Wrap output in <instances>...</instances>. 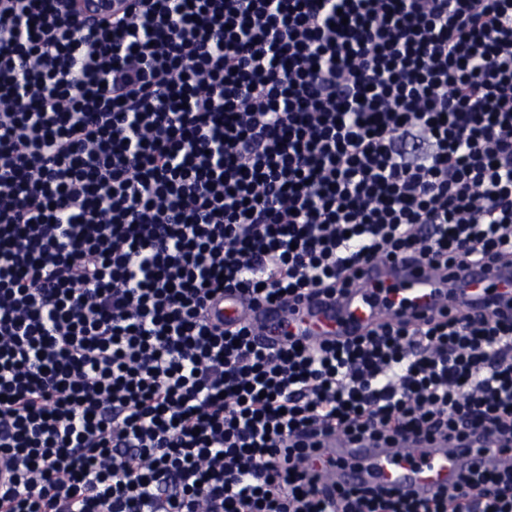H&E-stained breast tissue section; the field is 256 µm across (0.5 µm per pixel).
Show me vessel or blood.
I'll return each mask as SVG.
<instances>
[{
  "instance_id": "obj_1",
  "label": "vessel or blood",
  "mask_w": 512,
  "mask_h": 512,
  "mask_svg": "<svg viewBox=\"0 0 512 512\" xmlns=\"http://www.w3.org/2000/svg\"><path fill=\"white\" fill-rule=\"evenodd\" d=\"M491 310L512 316L511 264L489 267L467 261L435 269L398 259L365 265L359 280L338 298L318 296L289 308L265 302L251 308L229 294L213 302L210 316L228 325L252 321L260 341L276 345L289 334L352 338L397 316L420 324L439 314ZM498 462L497 450L479 433L463 440L412 437L391 444L330 434L319 438L308 465L335 488L427 498L468 469H488Z\"/></svg>"
}]
</instances>
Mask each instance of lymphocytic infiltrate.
Listing matches in <instances>:
<instances>
[{"mask_svg": "<svg viewBox=\"0 0 512 512\" xmlns=\"http://www.w3.org/2000/svg\"><path fill=\"white\" fill-rule=\"evenodd\" d=\"M0 0V512H512L326 490L312 437L512 451V319L275 349L212 296L512 258V0Z\"/></svg>", "mask_w": 512, "mask_h": 512, "instance_id": "1", "label": "lymphocytic infiltrate"}]
</instances>
